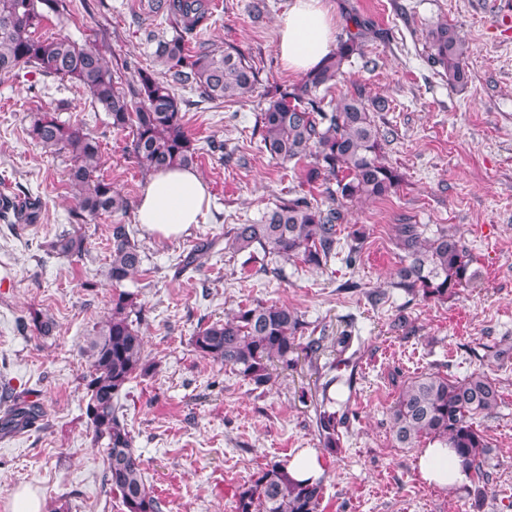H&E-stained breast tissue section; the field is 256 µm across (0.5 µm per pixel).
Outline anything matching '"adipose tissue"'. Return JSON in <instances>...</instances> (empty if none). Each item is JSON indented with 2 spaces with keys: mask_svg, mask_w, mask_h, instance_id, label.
<instances>
[{
  "mask_svg": "<svg viewBox=\"0 0 512 512\" xmlns=\"http://www.w3.org/2000/svg\"><path fill=\"white\" fill-rule=\"evenodd\" d=\"M279 26L277 52L294 73L305 74L337 47L336 25L323 0H292ZM208 206L202 176L194 168L175 167L150 176L136 214L150 234L166 239L198 223ZM417 466L425 481L443 490L455 491L467 479L452 450L436 442L420 450Z\"/></svg>",
  "mask_w": 512,
  "mask_h": 512,
  "instance_id": "1",
  "label": "adipose tissue"
}]
</instances>
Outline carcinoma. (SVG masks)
Here are the masks:
<instances>
[{"instance_id":"cac0c4a2","label":"carcinoma","mask_w":512,"mask_h":512,"mask_svg":"<svg viewBox=\"0 0 512 512\" xmlns=\"http://www.w3.org/2000/svg\"><path fill=\"white\" fill-rule=\"evenodd\" d=\"M69 11L67 0H0V74L36 68L68 79L86 89L107 113L112 129L131 130L132 153L146 174L173 166H192L197 148L185 126L184 100L178 90L193 88L207 102L244 100L252 96L258 72L233 47L222 50L204 43L191 51L188 44L211 17L208 0H151V12L165 19L171 33L150 35L152 55L163 70L141 71L137 83L123 87L112 77L105 59L66 36L38 34L49 16ZM355 30L338 42L336 50L301 84L271 96L256 115L258 149L282 163L303 164V182L322 189L331 205L313 196L295 195L277 201L254 224H236L227 232L226 246L235 252L254 250L286 262L299 260L322 267L339 254L337 226L346 221L345 206L355 201L382 200L397 188L400 176L384 162L382 141L372 112H381L380 97L343 98L325 108V92L343 76V67L362 54L370 28L358 17ZM425 43L432 63L452 85L468 79L469 46L454 28L439 22L426 31ZM28 134L44 149L67 153L72 164L68 182L76 219L124 212L128 201L112 189L101 171L99 141L83 128L66 123L50 111L30 115ZM39 201L0 200V220L6 224H35ZM397 248L402 252L393 285L426 298L445 300L472 274V257L462 238L442 228L425 236L420 224L395 225ZM216 241L203 239L183 260V268H203ZM59 258L80 257L81 239L61 232L47 245ZM145 254L126 224L112 225L108 276L115 291L110 315L88 343V371L82 377L88 398L85 415L96 440L105 441L108 466L104 483L120 497L126 512H161V504L147 485L142 460L118 401L125 386L137 376H147L154 365L145 354L139 331L142 306L138 294L122 289L136 275ZM306 328L303 315L285 304L258 302L239 307L231 316L199 327L191 345L201 357L228 366L255 387L271 384L272 369H288L304 348L316 356L325 337L301 345ZM333 375L321 386L316 405V427L324 447L340 445L336 399L330 387ZM4 410L0 435H14L42 416V405L26 393H16L9 380L0 382ZM500 404L496 385L483 372L457 380L435 373L416 376L403 387L390 409L391 431L400 448L438 441L454 449L468 475L486 482L484 469L491 446L475 420L491 415ZM323 484L293 481L287 463L268 465L260 476L235 494V512H318Z\"/></svg>"}]
</instances>
